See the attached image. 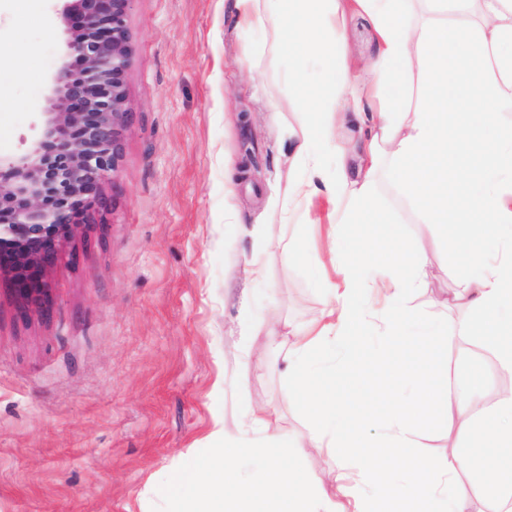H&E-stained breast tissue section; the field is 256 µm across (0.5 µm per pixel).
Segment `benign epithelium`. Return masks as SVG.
I'll return each instance as SVG.
<instances>
[{
  "instance_id": "1",
  "label": "benign epithelium",
  "mask_w": 512,
  "mask_h": 512,
  "mask_svg": "<svg viewBox=\"0 0 512 512\" xmlns=\"http://www.w3.org/2000/svg\"><path fill=\"white\" fill-rule=\"evenodd\" d=\"M61 2L66 60L53 76L41 133L24 153L0 156V275L15 282L23 313L44 303L43 273L80 229L75 214L100 198L117 170L130 116L133 0Z\"/></svg>"
}]
</instances>
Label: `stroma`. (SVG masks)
Returning <instances> with one entry per match:
<instances>
[{
    "mask_svg": "<svg viewBox=\"0 0 512 512\" xmlns=\"http://www.w3.org/2000/svg\"><path fill=\"white\" fill-rule=\"evenodd\" d=\"M229 4L133 0L131 121L115 178L102 186L114 205L45 272L46 311L20 314L13 283L0 280V512H166L173 472L219 418L250 445L224 453L242 475L263 465L257 448L275 446L297 484H331L338 455L296 448L311 418L288 392L287 348L259 353L243 331L316 323L320 268L348 228L324 196L308 213L288 205L298 171L280 128L301 120L287 80L294 60L273 25L236 27ZM65 29L52 0L21 13L0 0V59L17 43L28 50L23 76L0 78V93L15 102L0 112V156L23 153L39 136ZM346 36L348 64L367 81L376 55L367 18L348 16ZM272 102L281 113L269 112ZM228 161L239 171L230 195ZM373 205L407 240L432 248L412 306L447 313L452 328L475 320L450 303L462 253L421 223L385 160ZM281 206L287 223L269 225ZM255 257L260 281L249 273ZM447 353L465 364L459 386L499 395L503 373L487 338L457 341ZM253 402L277 410L265 427L246 416ZM474 445L454 427L419 437L420 453L438 463L449 448Z\"/></svg>",
    "mask_w": 512,
    "mask_h": 512,
    "instance_id": "obj_1",
    "label": "stroma"
}]
</instances>
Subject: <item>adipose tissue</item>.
Here are the masks:
<instances>
[{
    "instance_id": "1",
    "label": "adipose tissue",
    "mask_w": 512,
    "mask_h": 512,
    "mask_svg": "<svg viewBox=\"0 0 512 512\" xmlns=\"http://www.w3.org/2000/svg\"><path fill=\"white\" fill-rule=\"evenodd\" d=\"M284 47L300 60L320 64L314 77L289 72L305 102L299 128H284L301 169L289 198L304 203L324 195L342 210L349 241L366 243L376 268L393 275L381 313L370 311L361 267L342 269L344 285L326 284L322 314L335 329L296 336L287 367L288 388L316 422L301 445L340 448L346 464L337 469L336 493L348 512H474L458 486L465 464L456 451L443 464L415 454L418 431L454 422L480 435L496 419L494 445L512 447V396L448 388V369L435 340L447 335L441 316L422 317L411 307L430 263L425 240L408 242L398 224L370 208L374 161L391 160L393 174L422 223L440 228L465 256L464 283L453 302L478 310L477 326L461 323L460 335L477 331L494 338V356L512 373V128L501 115L512 112V0H425L426 16L410 22L402 0H277ZM358 8L371 19L379 47L372 64L377 108L360 141L369 159L357 179L337 171L323 176L325 158L337 150L336 124L350 79L342 62L343 18ZM481 146L480 160L461 153V141ZM503 250L493 260L472 245L485 227ZM327 361L319 371L318 361ZM325 373L327 382L312 379ZM380 430L369 435L365 426ZM230 437L215 425L202 448L190 449V464L177 471L167 494L170 512H334L331 494L295 486L280 455L264 449L265 463L250 477L225 466ZM408 478L391 482L396 470ZM483 496L494 512H512V466L487 460Z\"/></svg>"
}]
</instances>
